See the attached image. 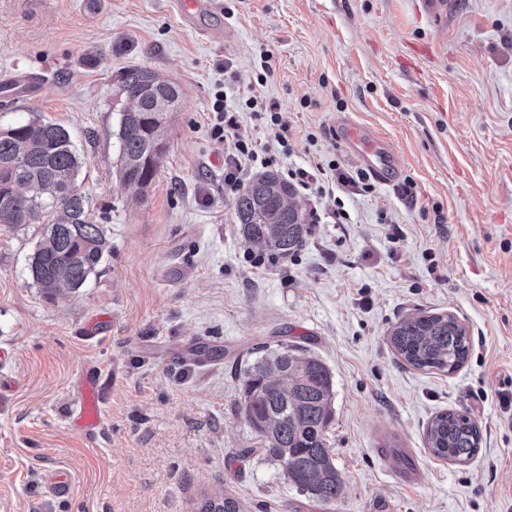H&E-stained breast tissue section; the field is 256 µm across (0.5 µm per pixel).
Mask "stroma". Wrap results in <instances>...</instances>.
<instances>
[{"mask_svg": "<svg viewBox=\"0 0 512 512\" xmlns=\"http://www.w3.org/2000/svg\"><path fill=\"white\" fill-rule=\"evenodd\" d=\"M223 2L188 25L173 0H0V128L68 129L106 237L84 287L49 297L27 269L41 225L0 224V348L12 353L0 373L15 384L0 392V512H194L219 494L242 512H512V0H446L439 22L415 0ZM416 43L430 54H413ZM133 67L181 92L140 196L116 176L121 75ZM221 89L238 135L266 148L279 175L319 161L354 168L337 136L345 116L385 141L397 168L342 194L343 224L333 199L296 189L319 218L293 255L271 254L241 235L224 188L210 111ZM254 94L277 104L287 147L246 109ZM414 313L466 328L459 370L396 353L391 332ZM199 342L221 355L195 359ZM281 342L334 375L326 438L343 488L331 504L258 454L238 410L244 369ZM91 367L105 418L88 438L69 418ZM449 409L481 431L464 463L426 444ZM382 448L413 456L422 482H397ZM54 468L72 476L68 499L43 493Z\"/></svg>", "mask_w": 512, "mask_h": 512, "instance_id": "obj_1", "label": "stroma"}]
</instances>
